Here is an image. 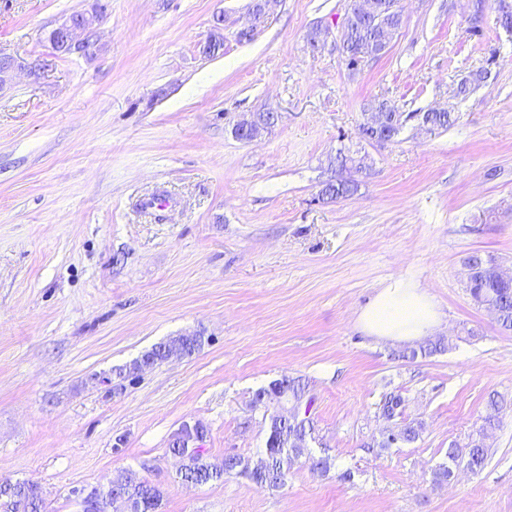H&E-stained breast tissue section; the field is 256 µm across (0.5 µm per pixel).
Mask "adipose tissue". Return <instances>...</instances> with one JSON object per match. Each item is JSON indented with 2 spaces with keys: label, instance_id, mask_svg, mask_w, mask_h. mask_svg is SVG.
<instances>
[{
  "label": "adipose tissue",
  "instance_id": "ef3b65f1",
  "mask_svg": "<svg viewBox=\"0 0 512 512\" xmlns=\"http://www.w3.org/2000/svg\"><path fill=\"white\" fill-rule=\"evenodd\" d=\"M440 314L425 288L410 279L381 288L359 316V323L375 340L413 341L430 334Z\"/></svg>",
  "mask_w": 512,
  "mask_h": 512
}]
</instances>
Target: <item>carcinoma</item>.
I'll return each mask as SVG.
<instances>
[{
    "instance_id": "obj_1",
    "label": "carcinoma",
    "mask_w": 512,
    "mask_h": 512,
    "mask_svg": "<svg viewBox=\"0 0 512 512\" xmlns=\"http://www.w3.org/2000/svg\"><path fill=\"white\" fill-rule=\"evenodd\" d=\"M343 49L340 54L346 67L352 71L358 69L368 59L378 58L381 53L374 47L375 33L369 23L361 17L344 28ZM491 70L483 68L471 74L457 86V94L468 95L475 88L490 79ZM373 109L384 114L381 126L375 128L367 124L359 127V135L367 141L378 139L392 140L398 136L403 126L402 113L386 100L373 105ZM422 123L433 128H448L455 122L452 112L431 111L420 115ZM356 188L351 178H340L326 182L320 194L323 197L337 199L346 197ZM497 263L473 252L465 259L467 269V288L473 300L481 305H490L497 310V321L505 330H512V279L503 281L494 275ZM171 344L181 347L183 355L190 356L202 346V336L198 334L171 337L155 344L151 350L125 367L112 370V375L124 380L147 368H151L167 360V348ZM288 382L289 393L297 400L304 397L306 385L300 378H281L274 380L270 386L258 390L255 396L268 393L271 388L282 382ZM402 405L400 396L390 393L381 404L385 417L393 418L399 414ZM493 413L484 419L478 437L472 439L467 446L459 448L452 445L448 448V463L439 465L434 472V479L447 481L451 479L455 469L465 467L472 472H479L489 456L490 446L487 439L498 425L497 413L506 406V401L499 397H491L489 401ZM182 435L171 440L170 451L184 461L181 469L182 479L193 484L217 482L226 475L244 474L259 488H278L282 486L292 466L301 457H306L314 469L328 470L329 457H316L309 452V440L313 438L314 423L309 418L291 419L284 412H273L268 416V436L266 440L267 463L261 469L253 468L249 462L239 455H226L221 460H211L204 456V448L198 439L207 437V427L197 421L192 425L181 426ZM422 426L412 422L398 426L397 442L409 444L417 441ZM128 478L116 489V493L130 502L134 512H157L162 492L138 472L127 471ZM103 488L95 487L81 497L82 512H106V499L101 497ZM0 512H45L38 484L33 481L0 483Z\"/></svg>"
}]
</instances>
